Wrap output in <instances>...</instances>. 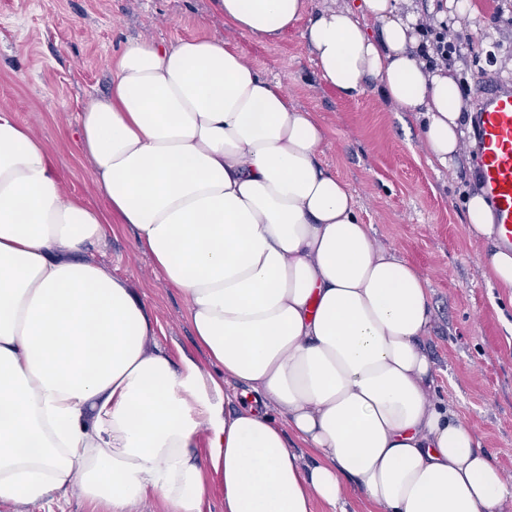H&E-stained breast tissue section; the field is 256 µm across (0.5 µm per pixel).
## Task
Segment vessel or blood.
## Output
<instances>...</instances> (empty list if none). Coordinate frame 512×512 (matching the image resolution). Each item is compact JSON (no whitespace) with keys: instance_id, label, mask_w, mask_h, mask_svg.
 I'll list each match as a JSON object with an SVG mask.
<instances>
[{"instance_id":"b4317fda","label":"vessel or blood","mask_w":512,"mask_h":512,"mask_svg":"<svg viewBox=\"0 0 512 512\" xmlns=\"http://www.w3.org/2000/svg\"><path fill=\"white\" fill-rule=\"evenodd\" d=\"M472 120L481 189L494 211L499 244L512 248V89L486 85Z\"/></svg>"}]
</instances>
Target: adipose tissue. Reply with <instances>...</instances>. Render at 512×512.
Masks as SVG:
<instances>
[{
	"label": "adipose tissue",
	"mask_w": 512,
	"mask_h": 512,
	"mask_svg": "<svg viewBox=\"0 0 512 512\" xmlns=\"http://www.w3.org/2000/svg\"><path fill=\"white\" fill-rule=\"evenodd\" d=\"M273 44L299 30L344 98L374 87L416 113L429 164L464 135L455 76L418 57L412 0H213ZM78 139L106 204L63 195L45 142L0 108V506L78 494L106 512H512V484L435 400L427 280L375 246L346 182L320 160L311 112L217 37L131 41ZM483 274L512 292V249ZM130 225L187 302L211 365L173 362L127 282L84 259ZM313 459H306V452Z\"/></svg>",
	"instance_id": "1"
}]
</instances>
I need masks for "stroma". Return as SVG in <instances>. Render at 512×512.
I'll list each match as a JSON object with an SVG mask.
<instances>
[{
	"mask_svg": "<svg viewBox=\"0 0 512 512\" xmlns=\"http://www.w3.org/2000/svg\"><path fill=\"white\" fill-rule=\"evenodd\" d=\"M417 9L447 21L449 33L477 36L452 58L460 88L512 81V0H415ZM220 34L264 76L281 82L297 107L313 112L327 140L323 163L355 195L375 246L393 250L428 281L434 311L425 346L437 369V394L512 482V299L483 274L490 249L464 222L465 196L478 187L467 160L432 168L414 113L383 103L367 89L339 97L315 73L298 31L262 44L225 26L212 0H0V108L45 140L67 177L72 199L99 203L76 138L77 118L112 85L111 62L131 40L167 42ZM89 259L124 278L157 320L159 345L172 361L206 364L176 289L165 287L150 253L131 229L110 225Z\"/></svg>",
	"mask_w": 512,
	"mask_h": 512,
	"instance_id": "1",
	"label": "stroma"
}]
</instances>
